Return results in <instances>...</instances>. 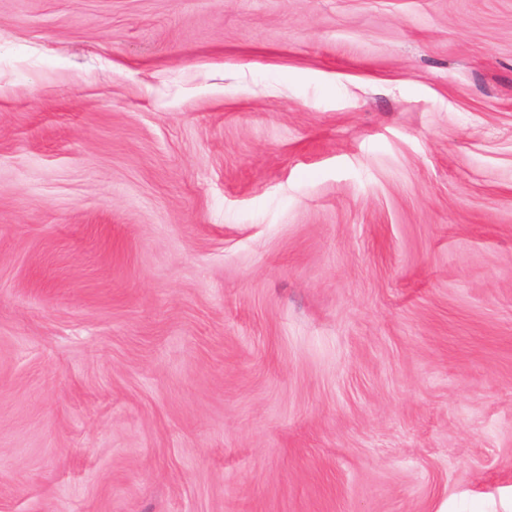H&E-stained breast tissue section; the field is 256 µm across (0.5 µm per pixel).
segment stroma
I'll return each instance as SVG.
<instances>
[{
  "label": "stroma",
  "instance_id": "1",
  "mask_svg": "<svg viewBox=\"0 0 512 512\" xmlns=\"http://www.w3.org/2000/svg\"><path fill=\"white\" fill-rule=\"evenodd\" d=\"M0 512H512V0H0Z\"/></svg>",
  "mask_w": 512,
  "mask_h": 512
}]
</instances>
